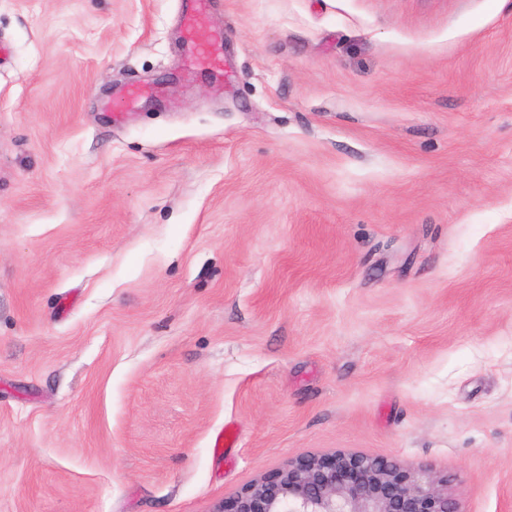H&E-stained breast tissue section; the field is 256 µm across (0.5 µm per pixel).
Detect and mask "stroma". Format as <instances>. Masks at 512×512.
Wrapping results in <instances>:
<instances>
[{
  "label": "stroma",
  "instance_id": "stroma-1",
  "mask_svg": "<svg viewBox=\"0 0 512 512\" xmlns=\"http://www.w3.org/2000/svg\"><path fill=\"white\" fill-rule=\"evenodd\" d=\"M189 6L0 0V512H512V0H209L220 72ZM189 51L191 56L204 60L215 69H220L223 65L219 39L209 32L193 37ZM215 512H463L448 480L360 454L296 459Z\"/></svg>",
  "mask_w": 512,
  "mask_h": 512
}]
</instances>
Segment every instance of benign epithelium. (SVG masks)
I'll use <instances>...</instances> for the list:
<instances>
[{"label": "benign epithelium", "instance_id": "obj_1", "mask_svg": "<svg viewBox=\"0 0 512 512\" xmlns=\"http://www.w3.org/2000/svg\"><path fill=\"white\" fill-rule=\"evenodd\" d=\"M216 512H463L448 479L397 460L308 456L262 477Z\"/></svg>", "mask_w": 512, "mask_h": 512}]
</instances>
